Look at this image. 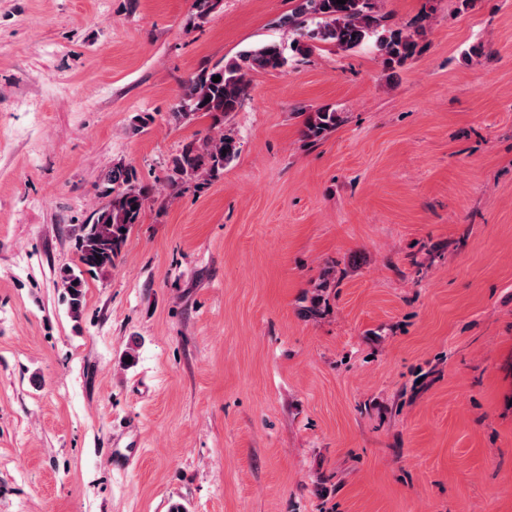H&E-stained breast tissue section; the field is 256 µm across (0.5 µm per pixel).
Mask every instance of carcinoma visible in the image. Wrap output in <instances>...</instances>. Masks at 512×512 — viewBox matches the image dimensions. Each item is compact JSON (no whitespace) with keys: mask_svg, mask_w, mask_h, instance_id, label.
<instances>
[{"mask_svg":"<svg viewBox=\"0 0 512 512\" xmlns=\"http://www.w3.org/2000/svg\"><path fill=\"white\" fill-rule=\"evenodd\" d=\"M293 32L289 49L308 53L313 43L332 45L349 51L373 41L374 47L388 66H400L411 59L419 48L421 31L404 33L385 24L376 10V0H301L297 11L283 20ZM281 44L265 43L244 51L238 57L206 65L183 82L177 111L178 121H191L207 114L215 121L236 111L250 86L254 71L281 70L288 64L286 49ZM218 76L220 81L212 78ZM338 115L331 108L316 110L305 121L302 135L317 140L336 128ZM235 136L221 131L208 136L200 145L186 144L171 161L169 184L184 179L214 177L238 155ZM150 191L143 185L133 167L117 165L107 172L99 185L101 205L79 225L76 236L78 272L66 271L60 277L63 297L71 316L83 312V274L96 275L111 268L119 258L133 225L139 223Z\"/></svg>","mask_w":512,"mask_h":512,"instance_id":"obj_1","label":"carcinoma"}]
</instances>
